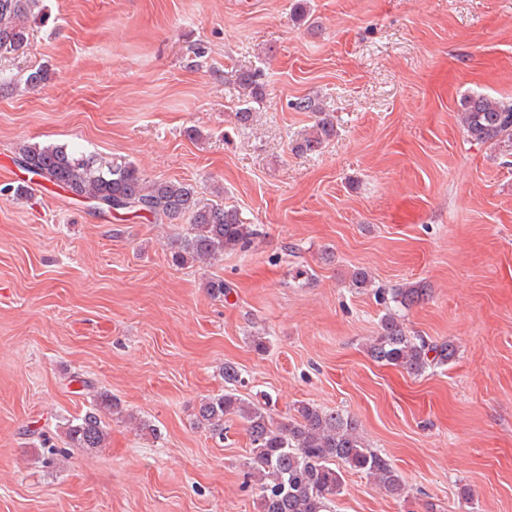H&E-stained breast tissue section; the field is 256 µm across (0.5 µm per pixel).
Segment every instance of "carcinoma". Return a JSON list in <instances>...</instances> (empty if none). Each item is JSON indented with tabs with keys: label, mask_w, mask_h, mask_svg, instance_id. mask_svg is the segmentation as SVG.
<instances>
[{
	"label": "carcinoma",
	"mask_w": 512,
	"mask_h": 512,
	"mask_svg": "<svg viewBox=\"0 0 512 512\" xmlns=\"http://www.w3.org/2000/svg\"><path fill=\"white\" fill-rule=\"evenodd\" d=\"M40 5L41 0H0V56L17 54L28 46L29 22L38 17ZM233 78L241 99L234 118L245 128L252 124L266 97L263 72L258 67L241 66L234 70ZM49 80L50 71L41 66L27 73L24 84L35 91ZM294 106L315 116L312 127L295 141V153H313L336 136L333 114L317 99H299ZM461 106L463 130L469 139L512 145V100L479 94L464 98ZM14 163L29 176L75 199L112 204L116 218L188 223L185 233L171 236L166 243L176 265L208 263L226 252L246 253L258 235L255 225L236 207L222 200L203 203L193 185L150 180L125 159L106 160L66 145L25 143L16 149ZM376 294L385 311L376 336L366 344L370 358L414 376L452 362L457 354L454 344L412 336L402 319V311L427 296L424 285L379 288ZM243 386L240 369L224 364V392L202 400L196 419L209 437L220 443L224 442L225 420L237 418L244 423L251 454L248 476L253 478L257 512H332L333 503L345 490L348 471L364 474L394 499L404 497L401 475L385 455L365 444L353 415L300 402L287 420L279 421L267 404L243 398L239 394ZM103 411L122 413L117 400L101 393L95 396L92 408L62 423L70 447H104L108 432Z\"/></svg>",
	"instance_id": "carcinoma-1"
}]
</instances>
